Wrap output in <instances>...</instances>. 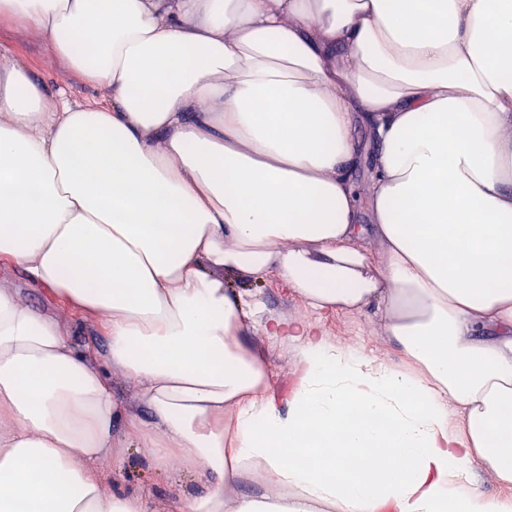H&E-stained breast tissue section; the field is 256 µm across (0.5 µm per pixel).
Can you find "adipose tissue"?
Instances as JSON below:
<instances>
[{"instance_id":"1","label":"adipose tissue","mask_w":512,"mask_h":512,"mask_svg":"<svg viewBox=\"0 0 512 512\" xmlns=\"http://www.w3.org/2000/svg\"><path fill=\"white\" fill-rule=\"evenodd\" d=\"M2 23L102 97L48 107L0 55V265L107 346L0 283V512H154V487L105 486L132 450L190 483L171 512H512V0H0ZM228 271L376 304L403 365ZM354 143L359 153V165L353 171V181L360 194V201L364 200L363 192L368 184L371 168V132L363 123L356 124L353 131ZM1 284L6 282L12 283L15 288H19L22 301L35 309L55 311L57 315L75 328L74 343L81 349L96 351L105 346L104 336L100 332L84 323L76 316H73L70 309L60 300L54 299L47 290L42 288H33L23 281L18 275L1 266L0 268ZM247 341L261 348L270 349L269 365L270 370L277 375L279 392L285 393L288 389V355L284 347L274 345L270 347V343L260 328L248 334Z\"/></svg>"}]
</instances>
